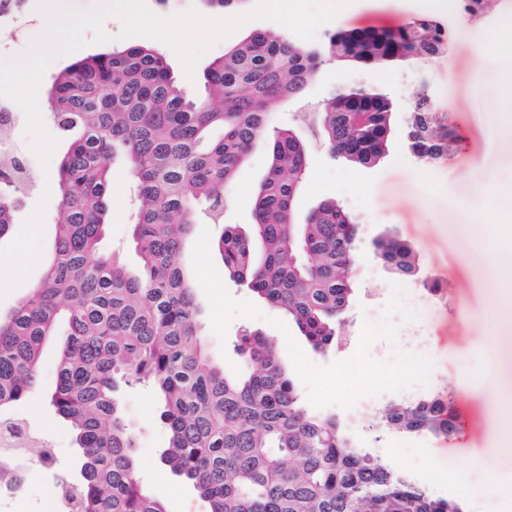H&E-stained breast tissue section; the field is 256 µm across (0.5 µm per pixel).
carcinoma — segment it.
I'll list each match as a JSON object with an SVG mask.
<instances>
[{"instance_id":"cac0c4a2","label":"carcinoma","mask_w":512,"mask_h":512,"mask_svg":"<svg viewBox=\"0 0 512 512\" xmlns=\"http://www.w3.org/2000/svg\"><path fill=\"white\" fill-rule=\"evenodd\" d=\"M26 2L0 0V20L22 13ZM459 2L470 19L490 4ZM449 50L443 27L420 17L396 28L330 32L319 47L250 34L212 63L200 99L148 43L79 59L55 77L50 119L70 137L58 167L55 252L40 283L0 318V416L40 395L42 345L64 322L49 404L70 424L77 448L80 480L64 487L66 512H166L136 478L137 444L119 388L139 382L152 384L163 406L164 465L197 490L206 512H466L461 501L431 494L357 442L336 412L306 404L261 330L237 335L243 363L236 371L215 363L202 340L198 283L183 262L195 225L220 223L226 189L252 147L267 142L254 223L224 226L217 242L224 277L288 317L312 350L330 349L351 310L364 227L334 200L296 221L307 146L272 115L328 63L434 64ZM412 97L404 141L430 164L455 138L425 86ZM392 114L387 95L358 87L333 94L298 122L332 156L367 168L387 150ZM118 157L134 180L138 275L97 253ZM20 190L17 169L1 170L0 241L15 224ZM374 254L394 277L416 274L413 246L394 234L375 240ZM372 425L381 433L446 435L448 407L435 395L391 400Z\"/></svg>"}]
</instances>
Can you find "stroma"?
<instances>
[{"instance_id":"35a3bbf8","label":"stroma","mask_w":512,"mask_h":512,"mask_svg":"<svg viewBox=\"0 0 512 512\" xmlns=\"http://www.w3.org/2000/svg\"><path fill=\"white\" fill-rule=\"evenodd\" d=\"M418 16L433 17L444 27L451 42L447 61L374 69L328 64L301 98L282 103L273 117L275 125H291L295 113L359 85L383 91L394 104L388 151L370 168L334 158L319 143L308 144L297 218L334 199L365 226L355 267L359 288L338 348L314 353L281 312L225 279L216 247L223 225H196L185 263L200 284L203 341L218 364L230 371L239 367L236 335L255 326L276 341L281 360L294 369L306 403L316 410L346 416L364 397L380 405L428 393L448 398L453 422L448 436L388 434L375 442L376 453L412 472L433 494L464 500L468 512H512V277L497 279L493 266L496 257L512 251V239L498 232L499 225H512V131L498 124L499 112L512 108V76L503 72L496 47L488 42L494 34L512 35V0H495L492 11L476 20L449 9L448 0H353L318 28L315 39L323 41L336 29L394 27ZM121 27L117 17H108L103 28L110 40L100 44L94 43L92 31H85L84 47L54 59L45 70L39 101H48L56 74L76 60L124 47L118 37ZM273 27L265 19L246 23L200 59L190 80L167 45L157 40L153 46L176 80L201 95L204 72L214 60L243 36ZM45 29L37 0H28L22 15L0 25V56L24 52ZM418 84L426 86L436 112L456 137L454 150L431 166L419 163L402 138L409 96ZM64 150L57 145L36 189L15 200L14 232L0 242L1 315H8L27 295L52 257L59 202L56 174ZM268 164L267 146L258 143L229 190L223 224L252 223V200ZM112 182V222L99 248L134 269L140 259L130 242L128 172L113 167ZM387 233L414 244L421 276L398 278L381 269L373 241ZM22 252L31 256L30 264L19 265ZM401 304L412 311L428 338L425 358L395 356L393 329L370 318L375 307ZM339 375L351 382L341 396L325 387ZM122 400L137 433L142 487L162 500L168 512H205L207 505L195 489L165 469L161 453L169 434L152 388H126ZM15 413L51 442V458L23 465L25 490L1 495L0 512H47L51 504L64 512L61 486L79 477L73 432L38 400L22 403Z\"/></svg>"}]
</instances>
